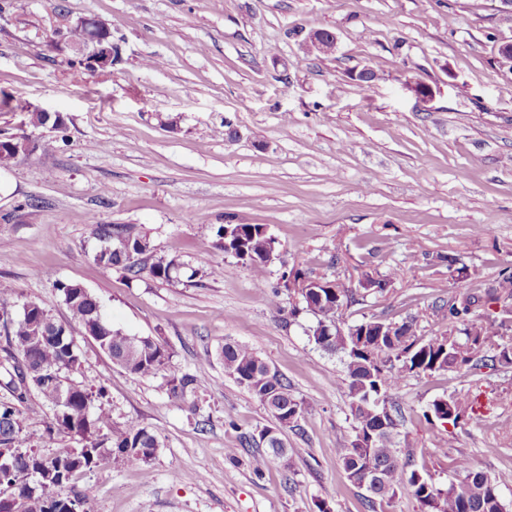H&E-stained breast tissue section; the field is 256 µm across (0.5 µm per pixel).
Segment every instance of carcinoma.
Returning a JSON list of instances; mask_svg holds the SVG:
<instances>
[{"label":"carcinoma","mask_w":512,"mask_h":512,"mask_svg":"<svg viewBox=\"0 0 512 512\" xmlns=\"http://www.w3.org/2000/svg\"><path fill=\"white\" fill-rule=\"evenodd\" d=\"M230 236L224 237L226 228ZM98 239L107 249H99L94 261L105 269H120L135 278L146 271L153 278L175 283L192 279L197 270L177 257L157 252L151 239L132 224H98ZM215 246L236 257L262 256L266 236L261 224H220L214 228ZM56 288L68 308L71 320L82 328L83 337L93 340L116 365L141 378L163 376L167 392L183 397L198 391L203 382L190 375L168 371L170 355L166 347L151 336H130L112 326L101 312L98 299L77 283L57 282ZM349 289H320L303 297L306 311L316 325L331 326L330 335L314 336L313 342L329 352L344 354V365L355 439L341 450L343 469L350 481L359 484L367 476L378 475L377 483L367 489L370 502L391 501L402 493L411 494L420 504V512H506L497 486L469 459L461 457L456 468L463 474L457 482L442 489L429 482L416 469L400 461L395 441V419L387 428L378 425L376 402H388L404 373H432L469 366L475 352L491 346V366L512 367V316L504 310L495 317L472 318L479 296L435 305V313L448 329L427 341L414 331V319L400 324L372 317L347 327L346 335H336V314ZM512 299V274H504L498 285L487 292L486 301ZM3 351L13 362L14 375L7 383L8 395L0 398V448L7 449L12 475H0V512H63L68 505H79L89 512L87 499L69 491L80 474L93 471L112 460L128 467L149 464L159 448L157 435L138 421L130 419L117 426L93 388L76 384L69 373L81 365V351L71 324L55 321L38 302L22 305L19 318L6 332ZM224 372L243 386L271 414L276 426L263 428L257 443L262 451L253 458L259 471L268 463L288 455L284 431L298 427L303 413L294 398L288 379L273 371L252 348L226 342L218 351ZM36 395L38 403L27 404ZM477 396L459 391L446 398L443 412L435 402L429 411L439 421L454 426L476 412ZM48 406L53 421L48 432L65 434L77 443L53 454H42L25 446L24 413H37Z\"/></svg>","instance_id":"carcinoma-1"}]
</instances>
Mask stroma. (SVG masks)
<instances>
[{
  "label": "stroma",
  "mask_w": 512,
  "mask_h": 512,
  "mask_svg": "<svg viewBox=\"0 0 512 512\" xmlns=\"http://www.w3.org/2000/svg\"><path fill=\"white\" fill-rule=\"evenodd\" d=\"M500 0H0V135L30 129L28 108L61 113L64 132L33 130L40 147L0 169V397L13 369L7 318L24 301L70 315L59 281L82 284L114 327L152 336L170 367L205 380L176 399L161 378L128 374L78 339L74 381L100 386L112 420L158 436L147 466L103 464L74 482L93 512H420L404 494L369 508L340 451L354 418L340 355L309 338L315 323L282 284L302 269L354 291L350 325L416 318L442 331L432 304L483 292L512 273V42ZM110 24L111 71L69 67L56 30L82 17ZM336 36L330 55L308 34ZM373 70L366 84L357 73ZM430 89L420 100L416 86ZM266 225L280 258L261 276L215 247L212 226ZM132 224L159 253L200 270L194 281L131 279L93 261L96 224ZM494 230L481 234L477 225ZM222 276L210 277L211 268ZM398 277L385 293L363 273ZM232 339L283 374L304 411L287 431L289 460L254 472L252 437L273 419L225 375ZM477 394L460 426L427 418L433 400ZM401 461L436 486L468 458L512 512V368L407 374L389 398ZM236 449L229 460L227 449Z\"/></svg>",
  "instance_id": "stroma-1"
}]
</instances>
